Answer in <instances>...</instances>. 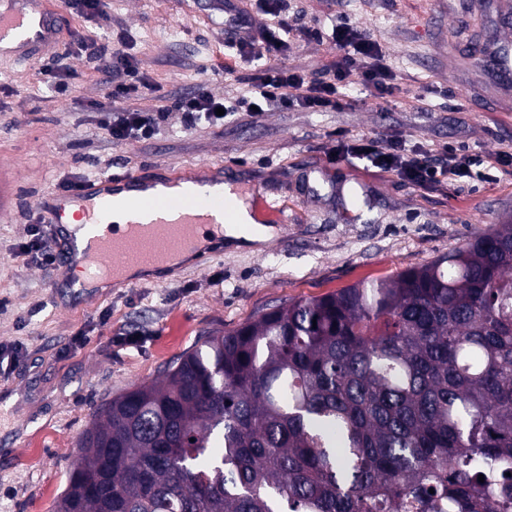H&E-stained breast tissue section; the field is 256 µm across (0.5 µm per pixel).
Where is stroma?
<instances>
[{
	"label": "stroma",
	"instance_id": "35a3bbf8",
	"mask_svg": "<svg viewBox=\"0 0 512 512\" xmlns=\"http://www.w3.org/2000/svg\"><path fill=\"white\" fill-rule=\"evenodd\" d=\"M286 0L305 27L349 19L386 52L398 89L376 103L350 89L331 112L237 114L224 127L182 125L171 97L208 83L213 94H246L251 63L219 76L224 11L214 0H107V15L57 10L61 43L78 37L124 46L166 111L146 142H112L87 106L107 77L81 60L68 97L37 80L51 55L19 61L0 53V160L16 203L0 218V346L19 351L0 366V512H55L79 442L97 411L128 388L159 379L197 340L227 332L284 300L320 297L430 262L512 217V162L488 178H451L421 188L336 155V132L399 134L412 148L463 145L475 154L512 149V99L484 67L449 59L462 31L497 33L495 0ZM138 173L150 179L211 176L239 182L257 223L275 236L224 245L205 263L168 279L84 290L71 269L18 257L39 218L36 199L68 181Z\"/></svg>",
	"mask_w": 512,
	"mask_h": 512
}]
</instances>
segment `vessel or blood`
<instances>
[{
  "instance_id": "vessel-or-blood-1",
  "label": "vessel or blood",
  "mask_w": 512,
  "mask_h": 512,
  "mask_svg": "<svg viewBox=\"0 0 512 512\" xmlns=\"http://www.w3.org/2000/svg\"><path fill=\"white\" fill-rule=\"evenodd\" d=\"M13 42L18 59L27 60L54 51L58 35L45 0H8L0 8V41ZM495 75L503 83L512 82V40L494 44L487 54ZM135 175L123 174L88 183L82 190L40 196L35 205L48 210L56 220L54 235L67 239L60 254L61 265H79L89 283H97L101 272L121 278L126 264L165 263L190 244L205 227L221 228L237 221L236 209L224 192L200 194L187 191L178 195L139 193ZM134 190L126 202L132 215L123 234L106 231L103 217L112 208V199L121 190ZM80 204L87 232L83 246L71 244L72 237L62 219L71 204Z\"/></svg>"
}]
</instances>
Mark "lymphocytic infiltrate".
Masks as SVG:
<instances>
[{"label": "lymphocytic infiltrate", "mask_w": 512, "mask_h": 512, "mask_svg": "<svg viewBox=\"0 0 512 512\" xmlns=\"http://www.w3.org/2000/svg\"><path fill=\"white\" fill-rule=\"evenodd\" d=\"M262 4L265 12L274 16V24L256 28L251 25L248 14H238L232 20V32L225 43L229 57L225 73H233L239 61L255 64L248 78L250 95L230 104L215 96L208 85H199L193 94L179 97L171 105L172 110L180 112L185 127L204 124L219 128L226 115L253 108L262 111L271 106L283 111L339 110L345 105V89L353 84L367 96L382 100L392 97L396 75L387 64L379 43L366 31L344 19L328 30L321 27L306 30L307 38L328 40L336 48L333 68L311 77L287 63L293 25L283 12L281 0H262ZM66 53L95 66L105 65L111 71V90L90 99L89 106L99 112L101 125L113 141H143L154 136L163 115L137 107V100L151 92L153 86L132 55L113 48L111 42L88 37L70 42ZM343 151L423 188L451 176L477 177L482 170L493 166L491 156L470 153L463 146L410 149L395 134H364L352 138Z\"/></svg>", "instance_id": "1"}]
</instances>
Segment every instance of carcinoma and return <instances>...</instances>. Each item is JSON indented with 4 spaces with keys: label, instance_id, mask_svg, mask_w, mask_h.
<instances>
[{
    "label": "carcinoma",
    "instance_id": "obj_1",
    "mask_svg": "<svg viewBox=\"0 0 512 512\" xmlns=\"http://www.w3.org/2000/svg\"><path fill=\"white\" fill-rule=\"evenodd\" d=\"M56 512H512V223L200 339L101 409Z\"/></svg>",
    "mask_w": 512,
    "mask_h": 512
}]
</instances>
